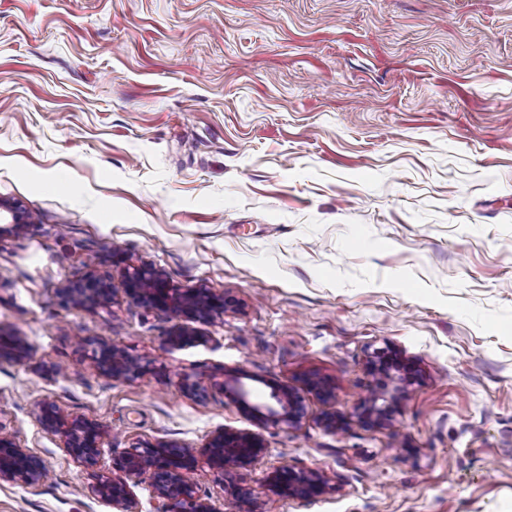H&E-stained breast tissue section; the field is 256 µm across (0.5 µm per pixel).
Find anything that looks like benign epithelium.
Segmentation results:
<instances>
[{"mask_svg": "<svg viewBox=\"0 0 512 512\" xmlns=\"http://www.w3.org/2000/svg\"><path fill=\"white\" fill-rule=\"evenodd\" d=\"M0 211L10 215L8 224L19 230L28 223L21 205L0 199ZM125 294L132 301L150 309L168 311L191 322L206 323L224 313V296L205 289L174 287L163 271L152 267H134L126 272ZM64 302L76 306L105 304L112 300V289L102 280L88 275L84 280L68 283L60 289ZM198 336L188 325L175 328L166 341L172 347L195 343ZM0 353L17 361L29 356V346L18 333L0 336ZM91 360L104 374L115 379L129 377L139 367L124 349L102 344L95 349ZM224 396L254 423L257 430L225 428L212 434L205 445L207 463L222 473L246 468L266 453L259 430L270 425L295 427L304 417L300 394L284 384L271 386L270 401L254 403L251 392L237 371L225 372ZM397 394L386 396L373 393L366 402L362 419L377 424L387 410L396 403ZM43 427L60 437L62 447L75 460L92 464L99 455L104 430L101 424L85 419L68 421L49 405L41 407ZM198 459L190 448H177L171 442L137 443L112 459V473L96 476L92 490L113 512H139L131 484L145 472L154 476L153 488L159 512H215L212 504L197 492L192 479ZM47 466L41 458L20 447L13 437L0 433V481L25 486H37L47 477ZM267 486L278 496L288 500L313 501L336 487L321 471H296L278 468L266 479Z\"/></svg>", "mask_w": 512, "mask_h": 512, "instance_id": "1", "label": "benign epithelium"}]
</instances>
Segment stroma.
<instances>
[{"label":"stroma","instance_id":"1","mask_svg":"<svg viewBox=\"0 0 512 512\" xmlns=\"http://www.w3.org/2000/svg\"><path fill=\"white\" fill-rule=\"evenodd\" d=\"M1 198L32 222L0 234V330L30 348L0 358V432L49 475L0 481V512H111L95 475L137 441L192 448L217 512H512V0H0ZM131 266L224 295L223 315L170 347L182 320L126 297ZM90 274L112 301L63 304ZM113 342L136 375L94 368ZM390 348L404 394L372 427L363 401L392 380L369 359ZM228 369L304 408L230 474L204 459L252 426ZM44 405L103 426L97 467ZM283 466L336 489L278 497Z\"/></svg>","mask_w":512,"mask_h":512}]
</instances>
